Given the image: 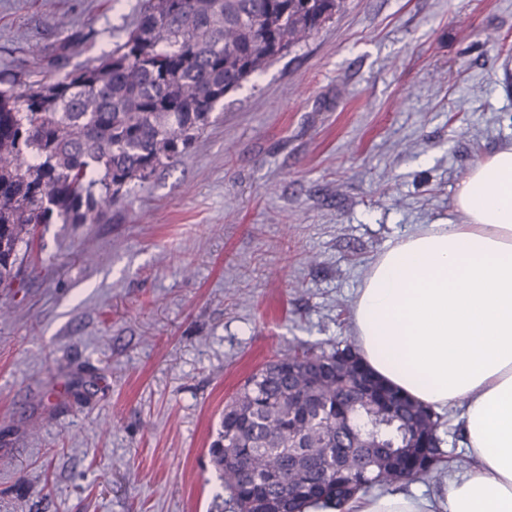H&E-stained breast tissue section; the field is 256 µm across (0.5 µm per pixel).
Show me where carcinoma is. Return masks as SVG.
<instances>
[{
    "instance_id": "cac0c4a2",
    "label": "carcinoma",
    "mask_w": 512,
    "mask_h": 512,
    "mask_svg": "<svg viewBox=\"0 0 512 512\" xmlns=\"http://www.w3.org/2000/svg\"><path fill=\"white\" fill-rule=\"evenodd\" d=\"M345 0H142L123 42L15 90L0 73V286L40 224L101 220L179 161L224 96L339 13ZM316 360L311 373L307 364ZM441 417L392 389L350 344L276 355L224 404L211 464L233 512H343L375 486L436 476Z\"/></svg>"
}]
</instances>
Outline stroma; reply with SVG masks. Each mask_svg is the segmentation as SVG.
Here are the masks:
<instances>
[{"label":"stroma","instance_id":"35a3bbf8","mask_svg":"<svg viewBox=\"0 0 512 512\" xmlns=\"http://www.w3.org/2000/svg\"><path fill=\"white\" fill-rule=\"evenodd\" d=\"M140 0H0V71L83 64ZM96 224L0 287V512H209L225 401L350 342L365 269L512 141V0H346Z\"/></svg>","mask_w":512,"mask_h":512}]
</instances>
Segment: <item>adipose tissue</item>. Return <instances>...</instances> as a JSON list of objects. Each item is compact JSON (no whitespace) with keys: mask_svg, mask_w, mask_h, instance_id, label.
<instances>
[{"mask_svg":"<svg viewBox=\"0 0 512 512\" xmlns=\"http://www.w3.org/2000/svg\"><path fill=\"white\" fill-rule=\"evenodd\" d=\"M454 206L461 223L415 225L362 272L351 328L374 375L456 415L469 464L436 495H361L346 512H512V142Z\"/></svg>","mask_w":512,"mask_h":512,"instance_id":"obj_1","label":"adipose tissue"}]
</instances>
